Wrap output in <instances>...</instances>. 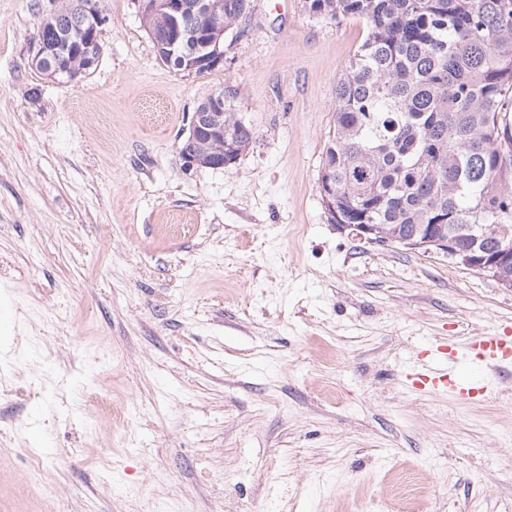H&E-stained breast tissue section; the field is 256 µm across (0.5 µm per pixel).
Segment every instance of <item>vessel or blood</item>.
Here are the masks:
<instances>
[{"label":"vessel or blood","mask_w":512,"mask_h":512,"mask_svg":"<svg viewBox=\"0 0 512 512\" xmlns=\"http://www.w3.org/2000/svg\"><path fill=\"white\" fill-rule=\"evenodd\" d=\"M463 358L476 370L475 378L467 382L457 378L458 364ZM511 370L512 333L492 329L478 333L464 344L437 348L432 364L414 369L407 378L417 391L473 403L487 400L494 376Z\"/></svg>","instance_id":"obj_1"}]
</instances>
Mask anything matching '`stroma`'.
Here are the masks:
<instances>
[{
  "label": "stroma",
  "mask_w": 512,
  "mask_h": 512,
  "mask_svg": "<svg viewBox=\"0 0 512 512\" xmlns=\"http://www.w3.org/2000/svg\"><path fill=\"white\" fill-rule=\"evenodd\" d=\"M60 3L0 0V512H512V375L479 403L406 380L512 328V288L328 221L366 21L252 0L196 75L143 0H99V61L61 82L30 62ZM220 90L254 139L184 171Z\"/></svg>",
  "instance_id": "obj_1"
}]
</instances>
